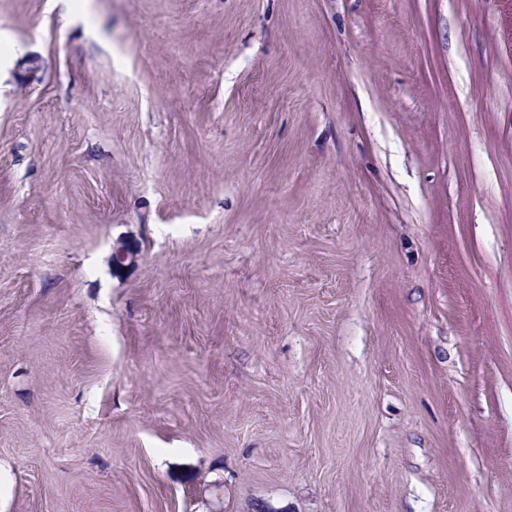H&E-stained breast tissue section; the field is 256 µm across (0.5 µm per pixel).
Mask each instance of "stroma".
Listing matches in <instances>:
<instances>
[{"instance_id": "stroma-1", "label": "stroma", "mask_w": 512, "mask_h": 512, "mask_svg": "<svg viewBox=\"0 0 512 512\" xmlns=\"http://www.w3.org/2000/svg\"><path fill=\"white\" fill-rule=\"evenodd\" d=\"M260 506L512 512V0H0V512Z\"/></svg>"}]
</instances>
